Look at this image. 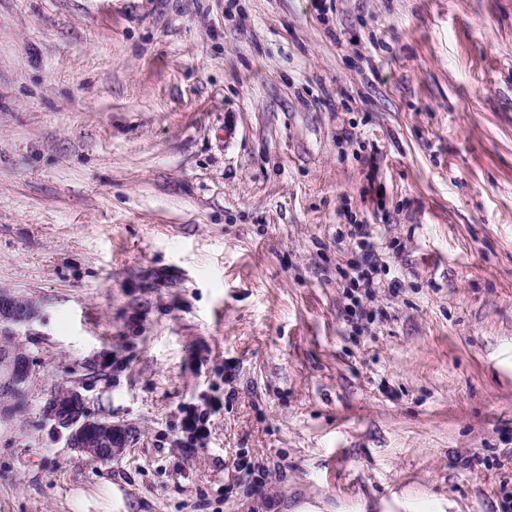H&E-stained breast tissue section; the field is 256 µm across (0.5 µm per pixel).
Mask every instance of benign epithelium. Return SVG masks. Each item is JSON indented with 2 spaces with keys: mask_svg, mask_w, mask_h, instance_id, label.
I'll use <instances>...</instances> for the list:
<instances>
[{
  "mask_svg": "<svg viewBox=\"0 0 512 512\" xmlns=\"http://www.w3.org/2000/svg\"><path fill=\"white\" fill-rule=\"evenodd\" d=\"M37 317L35 303L16 295L0 297V422L6 423L21 413L29 397L32 361L15 342V329L30 324ZM46 413L66 429L68 447L96 461H109L127 447L128 431L108 420L91 419L84 399L73 389L53 394Z\"/></svg>",
  "mask_w": 512,
  "mask_h": 512,
  "instance_id": "1",
  "label": "benign epithelium"
}]
</instances>
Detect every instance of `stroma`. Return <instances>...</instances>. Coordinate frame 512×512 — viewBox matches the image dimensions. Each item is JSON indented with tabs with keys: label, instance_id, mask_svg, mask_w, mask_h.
Masks as SVG:
<instances>
[{
	"label": "stroma",
	"instance_id": "obj_1",
	"mask_svg": "<svg viewBox=\"0 0 512 512\" xmlns=\"http://www.w3.org/2000/svg\"><path fill=\"white\" fill-rule=\"evenodd\" d=\"M1 289L0 512H512V0H0ZM21 298V299H20ZM35 303L27 298L0 296V422L11 421L22 413L29 397L32 361L15 342V329L27 326L37 317ZM65 388L63 395L53 394L46 413L68 431V447L96 461L105 462L120 456L127 447L128 431L112 421L89 418L81 394L73 388ZM183 412V429L193 438L204 437L209 433L208 421L210 412L208 408L198 406L185 407Z\"/></svg>",
	"mask_w": 512,
	"mask_h": 512
}]
</instances>
